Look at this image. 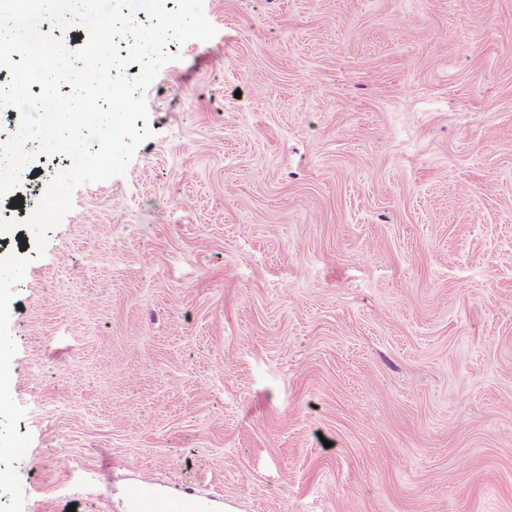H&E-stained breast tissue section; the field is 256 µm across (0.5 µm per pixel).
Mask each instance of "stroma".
Returning a JSON list of instances; mask_svg holds the SVG:
<instances>
[{
  "instance_id": "obj_1",
  "label": "stroma",
  "mask_w": 512,
  "mask_h": 512,
  "mask_svg": "<svg viewBox=\"0 0 512 512\" xmlns=\"http://www.w3.org/2000/svg\"><path fill=\"white\" fill-rule=\"evenodd\" d=\"M149 139L0 238V494L512 512V0H204ZM133 512H204L194 488L185 487L176 496H159L151 477H141L130 493Z\"/></svg>"
}]
</instances>
